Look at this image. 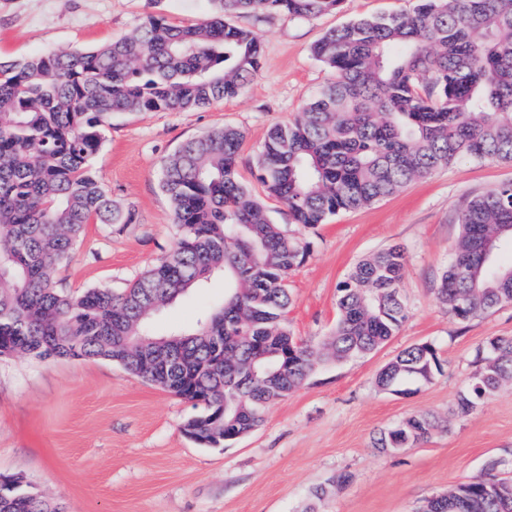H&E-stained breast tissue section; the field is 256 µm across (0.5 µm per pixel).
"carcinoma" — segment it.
<instances>
[{"label":"carcinoma","instance_id":"1","mask_svg":"<svg viewBox=\"0 0 512 512\" xmlns=\"http://www.w3.org/2000/svg\"><path fill=\"white\" fill-rule=\"evenodd\" d=\"M212 18L191 26L146 16L135 33L89 50L0 59V347L38 357L107 359L201 407L199 437L257 428L264 409L294 392L319 352L285 325L289 274L308 245L272 223L239 181L244 133L225 125L184 142L162 166L180 237L119 292L54 286L84 226L129 224L134 215L102 187L91 160L117 113L178 112L232 98L257 75L262 43L229 14L311 19L342 0H212ZM314 55L335 79L288 123L269 131L258 155L267 194L313 228L341 211L378 202L461 158L512 162V0H416L411 12L360 19L328 31ZM443 269L438 300L465 322L512 304V181L467 200ZM404 250L358 262L338 289L326 356L367 355L400 329ZM224 276V303L189 330H175L163 371L135 358L155 347L152 317L190 290ZM455 414L512 380V336L487 342ZM440 368L430 343L387 363L378 385L405 393ZM439 421L407 418L380 432L391 452L428 441ZM502 461L464 483L466 494L428 500L423 512H512ZM0 512H62L20 477L0 484Z\"/></svg>","mask_w":512,"mask_h":512}]
</instances>
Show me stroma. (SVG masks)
<instances>
[{
	"label": "stroma",
	"mask_w": 512,
	"mask_h": 512,
	"mask_svg": "<svg viewBox=\"0 0 512 512\" xmlns=\"http://www.w3.org/2000/svg\"><path fill=\"white\" fill-rule=\"evenodd\" d=\"M413 0H343L312 19L233 16L262 39L261 68L231 99L192 112L113 115L93 170L130 224H89L73 258L55 274L71 294L115 290L139 278L179 238L161 188L163 159L181 143L230 125L245 133L238 178L262 198L273 223L310 252L288 279L291 333L319 344L337 319L338 287L362 259L390 246L405 252L402 328L374 353L320 365L272 403L250 435L216 448L183 432L198 406L105 359L0 357V479L66 512H420L424 501L480 474L490 458L512 476V385L454 416L459 395L495 336H512V305L462 322L435 296L467 199L512 179V164L463 158L372 206L324 224H295L287 206L265 197L256 159L268 131L293 120L334 79L314 45L329 30L364 17L406 12ZM210 0H0V57L25 59L99 47L136 30L148 13L182 25L203 21ZM224 301V280L190 292L155 316L156 333L192 326ZM433 344L442 368L407 393L382 390L380 369L403 349ZM422 413L442 424L428 442L385 452L382 430Z\"/></svg>",
	"instance_id": "stroma-1"
}]
</instances>
